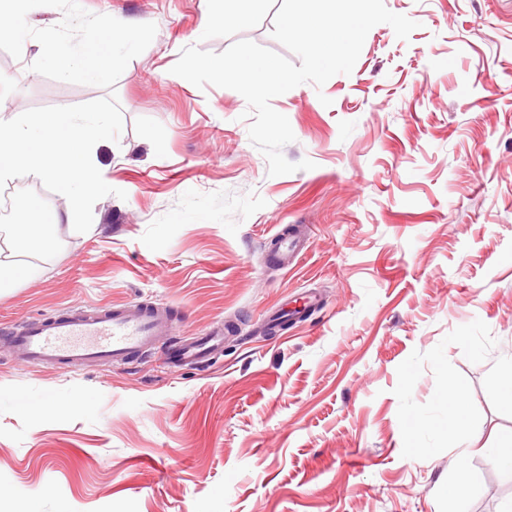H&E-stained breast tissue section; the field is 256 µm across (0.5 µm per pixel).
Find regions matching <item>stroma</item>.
Wrapping results in <instances>:
<instances>
[{
    "mask_svg": "<svg viewBox=\"0 0 512 512\" xmlns=\"http://www.w3.org/2000/svg\"><path fill=\"white\" fill-rule=\"evenodd\" d=\"M283 0H81L157 33L119 77L100 142L93 227H55L37 277L0 291V512H506L512 473L459 456L512 436V0H384L417 22L373 27L351 74L275 97L315 167L272 176L245 99L173 75L183 47L247 39L277 53ZM205 35H198L200 26ZM0 51V120L110 91ZM27 79L11 91L14 74ZM331 106H324L323 98ZM296 228L293 266L274 241ZM148 302L174 338L224 326L211 367L144 353L125 366L16 362L6 338L72 306ZM60 401L52 415L20 400ZM473 491L449 502L457 466Z\"/></svg>",
    "mask_w": 512,
    "mask_h": 512,
    "instance_id": "35a3bbf8",
    "label": "stroma"
}]
</instances>
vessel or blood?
Returning <instances> with one entry per match:
<instances>
[{"label":"vessel or blood","mask_w":512,"mask_h":512,"mask_svg":"<svg viewBox=\"0 0 512 512\" xmlns=\"http://www.w3.org/2000/svg\"><path fill=\"white\" fill-rule=\"evenodd\" d=\"M169 326L163 312L142 303L69 311L25 321L11 338L10 353L23 364L77 368L89 363L126 364L134 355L162 352L173 366L212 361L223 349L221 326L166 347Z\"/></svg>","instance_id":"vessel-or-blood-1"}]
</instances>
